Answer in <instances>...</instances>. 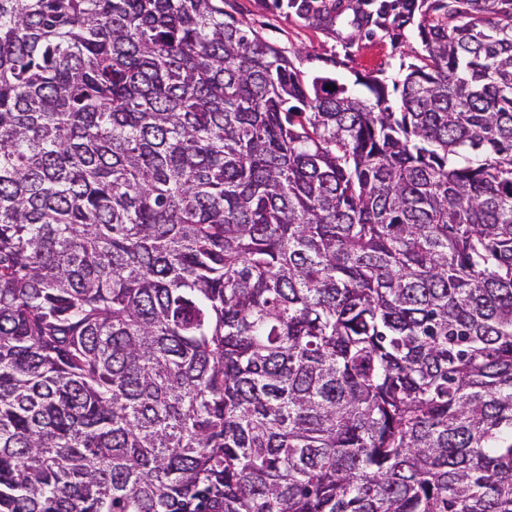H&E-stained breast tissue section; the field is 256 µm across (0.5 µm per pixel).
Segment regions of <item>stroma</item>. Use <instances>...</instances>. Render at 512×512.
Masks as SVG:
<instances>
[{"mask_svg": "<svg viewBox=\"0 0 512 512\" xmlns=\"http://www.w3.org/2000/svg\"><path fill=\"white\" fill-rule=\"evenodd\" d=\"M238 16L264 41L280 48L306 76L330 75L353 84L368 75L394 78L421 45L416 23L378 28L365 21V0H336L335 26L325 27L266 6L264 0H234ZM362 26H354L353 18Z\"/></svg>", "mask_w": 512, "mask_h": 512, "instance_id": "35a3bbf8", "label": "stroma"}]
</instances>
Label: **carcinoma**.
<instances>
[{"mask_svg": "<svg viewBox=\"0 0 512 512\" xmlns=\"http://www.w3.org/2000/svg\"><path fill=\"white\" fill-rule=\"evenodd\" d=\"M408 1L0 0V512H512V0ZM264 0H235L237 16L264 41L280 48L305 76L330 75L353 86L356 77L397 76L400 66L415 62L420 51L418 17L399 28H376L373 23L357 27L346 20H359L373 10L360 0H335L336 24L325 27L299 18L295 9L275 10Z\"/></svg>", "mask_w": 512, "mask_h": 512, "instance_id": "1", "label": "carcinoma"}]
</instances>
